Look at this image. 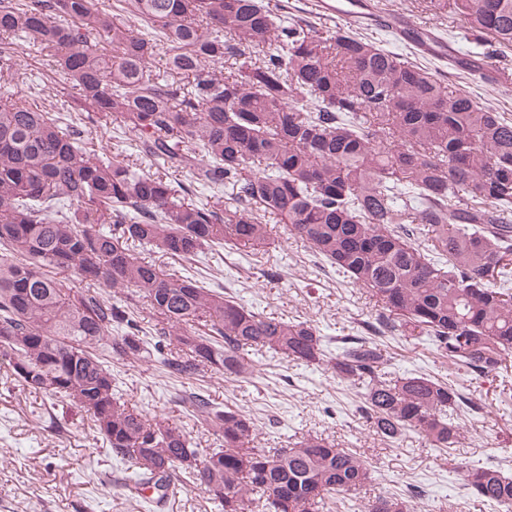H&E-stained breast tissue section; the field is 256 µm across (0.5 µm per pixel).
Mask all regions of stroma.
Returning <instances> with one entry per match:
<instances>
[{
    "label": "stroma",
    "mask_w": 512,
    "mask_h": 512,
    "mask_svg": "<svg viewBox=\"0 0 512 512\" xmlns=\"http://www.w3.org/2000/svg\"><path fill=\"white\" fill-rule=\"evenodd\" d=\"M379 5L405 12L420 25L450 36L461 52L475 56L481 52L460 32H449L447 18L423 10L420 0H379ZM17 61L31 75L36 105L50 107L61 98L70 101L73 112H81L75 83L26 51H18ZM450 78L478 101L512 114V94L501 93L461 66L451 69ZM84 143L97 156L115 157L146 170L151 167L150 160L138 155L129 139L119 138L112 128L86 124ZM272 237L275 245L266 263L245 248L221 249L193 259L160 256L156 262L164 272L190 273L212 288L238 295L265 315L310 321L324 336L327 355L336 356L344 337L360 335L364 324L373 320V301L319 262L284 225H274ZM385 345V369L391 375L448 374L447 361L424 340L391 337ZM254 361V372L239 379L210 372L180 382L168 378L157 360L132 364L116 360L112 373L131 405L178 425L199 447L219 445L216 436L201 430L188 400L189 393L201 390L213 405L231 403L255 417L256 447L279 448L322 436L362 454L374 475L363 497L401 493L414 484L425 491L419 502L422 512H496L466 495L456 463L463 459L512 472V405L500 401L503 386H512V371L504 377L460 376V384L479 408L466 416L461 444L439 450L414 433L395 443L381 441L361 410V385L340 380L326 367L265 353L256 354ZM54 418L63 424L62 432L51 430ZM122 477V464L93 441L85 413L53 407L44 394L21 386L0 370V512H152L144 500L128 495Z\"/></svg>",
    "instance_id": "stroma-1"
}]
</instances>
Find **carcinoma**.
Segmentation results:
<instances>
[{
  "label": "carcinoma",
  "instance_id": "obj_1",
  "mask_svg": "<svg viewBox=\"0 0 512 512\" xmlns=\"http://www.w3.org/2000/svg\"><path fill=\"white\" fill-rule=\"evenodd\" d=\"M422 4L460 21L489 57L512 48V0ZM127 12L137 23L98 0H0L3 86L30 88L14 47L50 58L91 120L134 133L157 164L92 157L74 123L0 104V366L89 414L109 453L129 463L130 494L151 490L158 506L187 474L223 512H332L372 469L318 437L252 448L249 413L192 392L201 428L224 440L199 448L123 401L112 358L150 362L164 349L176 379L243 377L253 351L326 363L362 385L380 437L414 431L455 447L476 405L453 372L487 376L512 357V119L406 55L348 27L289 22L267 0H127ZM163 48L166 69L187 82L152 74ZM197 187L224 201L193 198ZM271 220L374 300L369 335L346 339L329 362L312 323L263 315L141 257L190 259L226 242L265 254ZM141 303L155 316L154 344L134 319ZM387 335L429 338L452 372L387 376ZM459 468L467 496L512 512V475ZM422 495L413 485L359 512H416Z\"/></svg>",
  "mask_w": 512,
  "mask_h": 512
}]
</instances>
